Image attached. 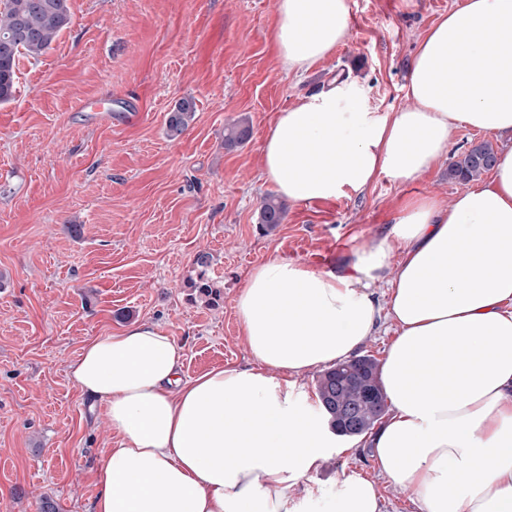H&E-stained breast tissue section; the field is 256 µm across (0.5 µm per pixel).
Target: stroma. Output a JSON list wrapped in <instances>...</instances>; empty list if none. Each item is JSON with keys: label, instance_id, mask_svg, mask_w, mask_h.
<instances>
[{"label": "stroma", "instance_id": "1", "mask_svg": "<svg viewBox=\"0 0 512 512\" xmlns=\"http://www.w3.org/2000/svg\"><path fill=\"white\" fill-rule=\"evenodd\" d=\"M459 2L350 0L349 39L298 75L276 57L278 0H70L72 24L39 58H20L15 98L0 104V512L47 501L91 512L112 431L69 376L86 340L148 322L182 347L184 377L254 367L236 311L252 268L275 257L346 268L388 231L403 195L452 201L461 186L448 167L461 152L512 146V135L464 127L412 182L382 176L362 194L289 202L276 230L259 229L275 191L262 149L277 114L335 78L357 81L371 111L410 106L417 47ZM107 90L140 113L77 111ZM185 99L196 118L170 138L166 115ZM241 118L249 140L225 148V126ZM200 252L222 294L212 307L189 286ZM351 472L376 480L381 512H416L365 439L329 455L294 497L328 512Z\"/></svg>", "mask_w": 512, "mask_h": 512}]
</instances>
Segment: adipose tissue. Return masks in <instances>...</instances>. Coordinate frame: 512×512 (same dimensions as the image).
<instances>
[{
	"instance_id": "1",
	"label": "adipose tissue",
	"mask_w": 512,
	"mask_h": 512,
	"mask_svg": "<svg viewBox=\"0 0 512 512\" xmlns=\"http://www.w3.org/2000/svg\"><path fill=\"white\" fill-rule=\"evenodd\" d=\"M349 12L350 0H278L282 67L304 73L331 56ZM406 95L410 107L390 113L370 111L353 81L301 96L269 127L266 178L292 203L331 201L381 174L415 180L459 128L512 134V0H461L442 16ZM236 310L247 369L183 379L182 348L151 323L84 344L70 377L101 401L115 439L93 512H296L292 489L349 451L298 379L350 359L385 321L381 474L418 512H512V147L451 202L403 197L349 268L255 267ZM329 512H379L376 482L346 475Z\"/></svg>"
}]
</instances>
